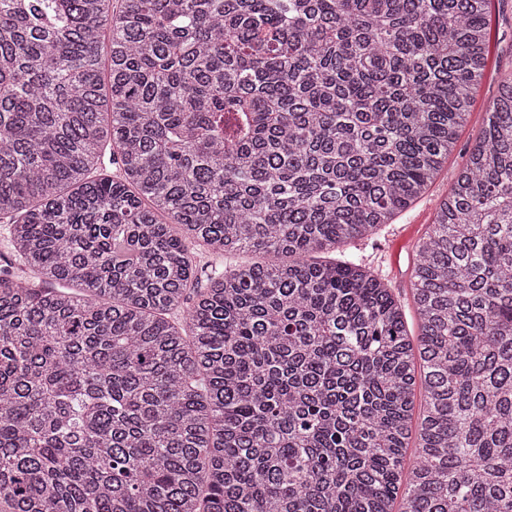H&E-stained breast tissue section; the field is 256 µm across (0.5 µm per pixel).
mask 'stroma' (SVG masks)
<instances>
[{
    "label": "stroma",
    "instance_id": "obj_1",
    "mask_svg": "<svg viewBox=\"0 0 512 512\" xmlns=\"http://www.w3.org/2000/svg\"><path fill=\"white\" fill-rule=\"evenodd\" d=\"M512 71V0H491L488 13L486 66L473 92L467 124L460 130L453 152L429 191L392 223L382 225L369 238L350 242L336 250V258L352 257L383 279L405 305L409 329H416L410 270L416 247L439 202L450 192L498 95L499 82Z\"/></svg>",
    "mask_w": 512,
    "mask_h": 512
}]
</instances>
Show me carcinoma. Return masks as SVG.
Wrapping results in <instances>:
<instances>
[{
  "mask_svg": "<svg viewBox=\"0 0 512 512\" xmlns=\"http://www.w3.org/2000/svg\"><path fill=\"white\" fill-rule=\"evenodd\" d=\"M489 4L0 0V512H512V73L417 245L418 336L313 257L434 182ZM285 259L282 257L275 256L273 254H254V253H244L240 255H235L234 257L225 258L212 255L210 253H203L198 257V261L200 262V266L211 268L212 266H222L224 269V265L231 266L234 264H252L255 262L258 263H281Z\"/></svg>",
  "mask_w": 512,
  "mask_h": 512,
  "instance_id": "cac0c4a2",
  "label": "carcinoma"
}]
</instances>
